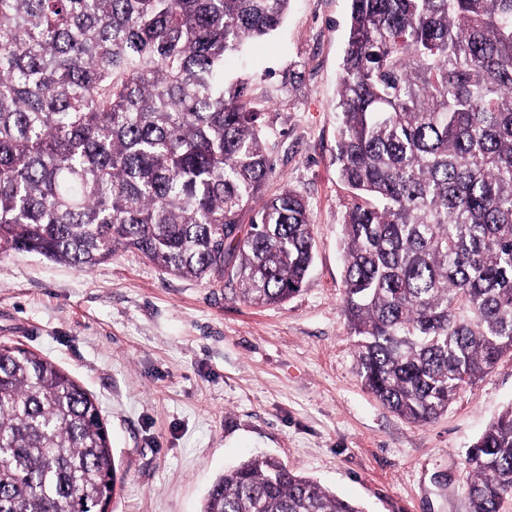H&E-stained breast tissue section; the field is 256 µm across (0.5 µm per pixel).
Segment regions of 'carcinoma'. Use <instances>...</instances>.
I'll use <instances>...</instances> for the list:
<instances>
[{
    "label": "carcinoma",
    "instance_id": "carcinoma-1",
    "mask_svg": "<svg viewBox=\"0 0 512 512\" xmlns=\"http://www.w3.org/2000/svg\"><path fill=\"white\" fill-rule=\"evenodd\" d=\"M289 2L0 0V254L87 271L122 249L235 280L254 306L298 293L307 206L265 195L261 113L247 82L224 85V61ZM336 112L358 374L427 424L512 356V0H351ZM464 467L470 512H500L512 406ZM116 483L92 396L0 343V512H101ZM202 512L363 510L257 456L216 478Z\"/></svg>",
    "mask_w": 512,
    "mask_h": 512
}]
</instances>
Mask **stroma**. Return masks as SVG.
<instances>
[{
    "label": "stroma",
    "mask_w": 512,
    "mask_h": 512,
    "mask_svg": "<svg viewBox=\"0 0 512 512\" xmlns=\"http://www.w3.org/2000/svg\"><path fill=\"white\" fill-rule=\"evenodd\" d=\"M350 0H291L281 29L224 65L248 79L275 176L306 200L314 261L283 304L173 276L132 252L88 271L0 254V342L57 362L96 399L123 483L112 512H201L224 471L280 458L364 512H468L463 460L512 403V357L415 425L358 376L341 310L335 104Z\"/></svg>",
    "instance_id": "35a3bbf8"
}]
</instances>
